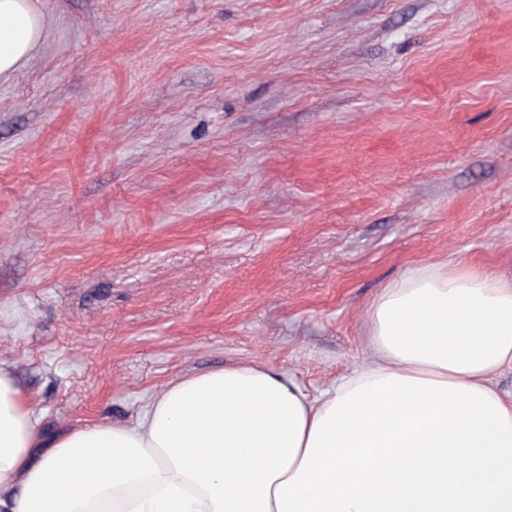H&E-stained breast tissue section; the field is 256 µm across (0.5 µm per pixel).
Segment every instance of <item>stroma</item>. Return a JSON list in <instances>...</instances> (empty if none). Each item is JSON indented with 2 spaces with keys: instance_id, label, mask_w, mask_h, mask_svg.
I'll use <instances>...</instances> for the list:
<instances>
[{
  "instance_id": "stroma-1",
  "label": "stroma",
  "mask_w": 512,
  "mask_h": 512,
  "mask_svg": "<svg viewBox=\"0 0 512 512\" xmlns=\"http://www.w3.org/2000/svg\"><path fill=\"white\" fill-rule=\"evenodd\" d=\"M34 2L0 365L43 438L249 361L319 395L411 270L512 279V0Z\"/></svg>"
}]
</instances>
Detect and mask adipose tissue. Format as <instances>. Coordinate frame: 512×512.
<instances>
[{"label":"adipose tissue","instance_id":"ef3b65f1","mask_svg":"<svg viewBox=\"0 0 512 512\" xmlns=\"http://www.w3.org/2000/svg\"><path fill=\"white\" fill-rule=\"evenodd\" d=\"M45 35L0 0V78ZM368 356L313 397L244 362L170 383L131 425L43 441L0 367V512H512V280L429 265L385 288Z\"/></svg>","mask_w":512,"mask_h":512}]
</instances>
